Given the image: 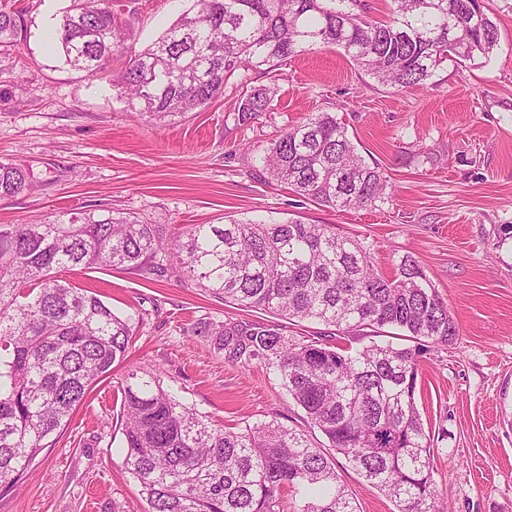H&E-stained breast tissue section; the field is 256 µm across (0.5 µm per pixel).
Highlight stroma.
<instances>
[{"label":"stroma","mask_w":512,"mask_h":512,"mask_svg":"<svg viewBox=\"0 0 512 512\" xmlns=\"http://www.w3.org/2000/svg\"><path fill=\"white\" fill-rule=\"evenodd\" d=\"M71 0H0L26 8L18 48L0 51V161L30 182L0 199V224H24L72 208L110 210L162 225L166 234L225 218L302 217L331 224L368 247L392 275L416 256L447 301L460 333L420 361L416 403L444 439L434 480L449 512H512V8L487 0L500 42L489 57L448 61L425 87L400 92L358 71L335 47L280 68L272 111L235 125L238 95L223 96L167 126L127 111L108 79L66 64L49 35ZM190 0H112L129 22L128 52L161 37ZM312 112H333L367 161L390 178L392 199L337 211L299 204L286 187L251 174L255 148ZM59 279L93 289L121 316L137 319L126 363L114 366L51 435L32 475L0 489V512H148L122 466L114 394L128 366H156L165 387L227 427L275 420L307 429L265 367L225 364L204 339L201 319H254L175 273L154 281L129 271L65 270ZM359 512L395 504L353 470L339 468Z\"/></svg>","instance_id":"obj_1"}]
</instances>
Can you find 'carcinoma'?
<instances>
[{"mask_svg":"<svg viewBox=\"0 0 512 512\" xmlns=\"http://www.w3.org/2000/svg\"><path fill=\"white\" fill-rule=\"evenodd\" d=\"M25 28V10L0 9V48L17 46ZM56 35L68 65L92 80L110 76L127 110L161 126L206 109L237 73L235 120L251 122L273 109L279 66L320 46L341 49L359 71L399 91L426 85L450 58L487 57L499 43L484 0H392L385 20L371 17L363 0H192L113 73L125 24L112 0H72ZM259 67L267 83L252 86L247 73ZM256 161V177L326 208L387 200L384 171L330 112L284 129ZM28 185L25 170L0 161V198ZM172 262L226 304L340 334L398 329L413 345L373 341L345 355L325 333L298 338L260 320L197 322L194 334L224 362L275 375L327 446L278 421L226 429L164 388L159 369L134 368L119 387L122 464L149 512H284L289 491L302 495L297 512H357L336 471L338 454L398 512H448L433 475L439 439L415 401L420 358L459 335L448 304L415 256H402L387 277L361 242L299 218L195 224L168 240L155 224L92 211L0 224L1 487L27 476L47 437L69 425L134 336L132 317L56 271L131 270L153 281Z\"/></svg>","mask_w":512,"mask_h":512,"instance_id":"carcinoma-1","label":"carcinoma"}]
</instances>
